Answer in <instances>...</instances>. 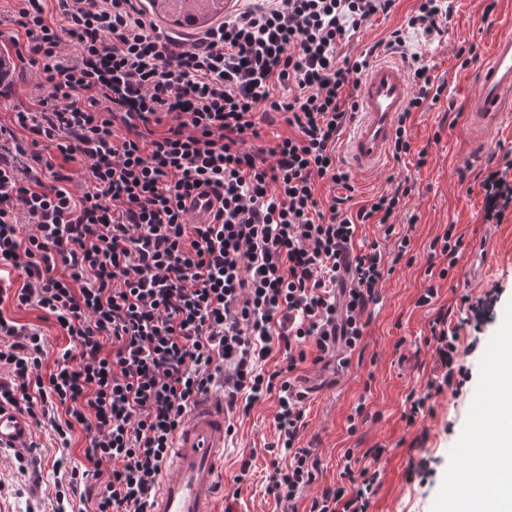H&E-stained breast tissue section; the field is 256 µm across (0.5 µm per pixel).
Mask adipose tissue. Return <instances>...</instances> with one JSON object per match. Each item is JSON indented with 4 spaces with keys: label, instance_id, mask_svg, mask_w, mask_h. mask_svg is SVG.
Returning a JSON list of instances; mask_svg holds the SVG:
<instances>
[{
    "label": "adipose tissue",
    "instance_id": "obj_1",
    "mask_svg": "<svg viewBox=\"0 0 512 512\" xmlns=\"http://www.w3.org/2000/svg\"><path fill=\"white\" fill-rule=\"evenodd\" d=\"M493 393L487 441L497 453L491 459L472 458L466 465L471 512H512V375L499 376Z\"/></svg>",
    "mask_w": 512,
    "mask_h": 512
}]
</instances>
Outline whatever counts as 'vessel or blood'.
<instances>
[{
    "label": "vessel or blood",
    "instance_id": "obj_1",
    "mask_svg": "<svg viewBox=\"0 0 512 512\" xmlns=\"http://www.w3.org/2000/svg\"><path fill=\"white\" fill-rule=\"evenodd\" d=\"M411 95L404 67L395 61L372 64L357 89V112L346 146L347 158L359 171L381 167L389 157L398 120ZM512 107V26L493 41L469 98L466 119L472 134L483 137ZM230 419L217 396L200 400L175 436L173 455L153 499L151 512H214L218 475ZM32 426L12 406L0 404V449L29 446Z\"/></svg>",
    "mask_w": 512,
    "mask_h": 512
}]
</instances>
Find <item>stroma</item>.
Segmentation results:
<instances>
[{"instance_id":"stroma-1","label":"stroma","mask_w":512,"mask_h":512,"mask_svg":"<svg viewBox=\"0 0 512 512\" xmlns=\"http://www.w3.org/2000/svg\"><path fill=\"white\" fill-rule=\"evenodd\" d=\"M416 0H397L388 15L361 27L349 43L351 55L366 52L377 41L402 29L410 51L420 53L436 79L446 88L439 103L413 113L410 130L416 151L426 150L428 162L417 167L415 155L403 163L387 160L375 172H353L356 188L352 209L388 188L390 180L410 179L415 190L395 214L397 230L408 233L413 264L399 263L379 288V301L369 309L368 324L360 349L350 357L344 372L335 366L305 364L298 372L300 384L309 391L307 426L303 446L312 448L319 462V474L309 495L299 503L307 512L311 498L340 481L346 449L366 452L386 449L381 466L382 485L369 512H464L466 504L453 492L454 480L465 465L468 448L491 413L493 394L487 385L490 373L512 360L502 345L512 333V217L502 223L483 221L479 180L492 157L512 150V111L500 121L481 144H473L467 127V100L476 90L475 75L486 59L492 41L506 21L504 0H449L448 30L428 35L408 29L404 20ZM476 45L478 58L461 67L456 57L460 47ZM22 65L13 62L0 81V120L32 107L33 76H21ZM462 234L465 249L456 266L442 255H431L429 245L448 225ZM481 261L482 275L472 273L473 261ZM447 269L445 278L430 279L428 267ZM435 285L436 302L420 308L416 300L424 288ZM485 301L490 310L481 329L466 325L469 312L460 298ZM0 312L18 323L36 328L46 338L43 372H50L60 348L69 342L55 319L43 311L17 308L12 301L0 303ZM459 326V348L468 378L460 389H446L432 401L433 410L407 426L404 411L411 390L425 387L438 375L434 354L426 340L436 319ZM364 405L367 420L356 433L348 431V417L357 405ZM275 398L255 403L240 417L236 431L224 449L222 488L217 495L218 512H276L266 485L273 472L267 444L276 442ZM35 448L16 456L0 452V512H55L56 482L54 458L64 457L68 466L85 462L84 432H76L71 449L61 448L48 429L34 430ZM252 456L247 475H240L242 457ZM427 460L425 478L408 475L410 463Z\"/></svg>"}]
</instances>
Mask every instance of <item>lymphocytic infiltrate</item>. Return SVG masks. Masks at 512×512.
Segmentation results:
<instances>
[{"instance_id": "1", "label": "lymphocytic infiltrate", "mask_w": 512, "mask_h": 512, "mask_svg": "<svg viewBox=\"0 0 512 512\" xmlns=\"http://www.w3.org/2000/svg\"><path fill=\"white\" fill-rule=\"evenodd\" d=\"M395 0H246L201 34L163 32L139 0H22L11 36L35 67L31 112L0 122V302L35 306L69 336L50 372L45 339L0 313V403L47 426L62 447L86 433L89 467L61 472L58 504L90 497V512H148L177 432L216 384L250 412L276 396L267 491L280 512L316 480L301 447L309 357L346 368L386 274L382 244L410 251L392 217L401 181L351 211V176L336 148L356 109L351 90L370 65L344 47ZM408 111L445 89L411 57ZM283 115L293 135L259 146L258 120ZM87 164L80 189L64 165ZM336 193L323 200L317 182ZM484 221L512 210V156L479 183ZM210 195L209 223L186 201ZM381 236L355 249L358 225ZM24 283L6 289L13 272ZM441 372L408 396V423L465 378L457 328L432 334ZM281 361L269 366L272 354ZM382 449L346 451L342 483L309 512H368ZM101 480L92 492L90 480Z\"/></svg>"}]
</instances>
